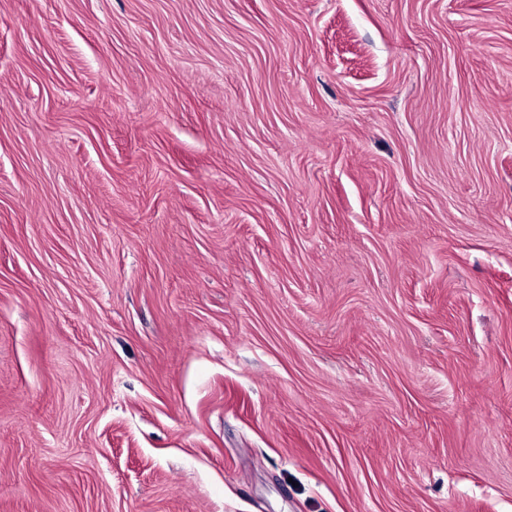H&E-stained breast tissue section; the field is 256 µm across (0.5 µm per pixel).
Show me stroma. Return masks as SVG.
<instances>
[{
	"label": "stroma",
	"instance_id": "35a3bbf8",
	"mask_svg": "<svg viewBox=\"0 0 512 512\" xmlns=\"http://www.w3.org/2000/svg\"><path fill=\"white\" fill-rule=\"evenodd\" d=\"M0 512H512V0H0Z\"/></svg>",
	"mask_w": 512,
	"mask_h": 512
}]
</instances>
